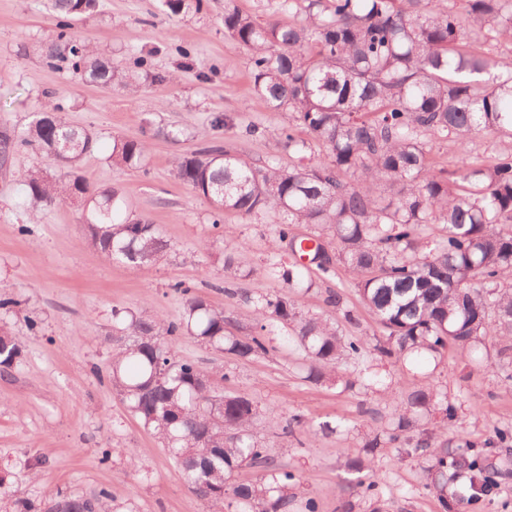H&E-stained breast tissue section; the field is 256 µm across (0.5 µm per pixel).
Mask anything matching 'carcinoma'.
Returning <instances> with one entry per match:
<instances>
[{
    "mask_svg": "<svg viewBox=\"0 0 512 512\" xmlns=\"http://www.w3.org/2000/svg\"><path fill=\"white\" fill-rule=\"evenodd\" d=\"M68 17L93 12L96 0H50ZM282 0L281 8L303 17L291 23H260L224 0V31L252 53L254 94L274 110L293 114L296 126L331 154V163L301 158L286 170L255 169L218 145L174 159L175 176L211 205L215 216L236 212L258 217L279 212L276 235L294 224H315L336 237V254L316 268L324 276L341 264L355 281L380 335L343 339L334 324L307 316L292 295L254 304L260 331L228 335L224 309L182 288L184 310L176 321L156 314L124 313L116 338L109 383L130 412L169 448L204 512H288L298 483L275 471L265 446L250 432L257 407L241 394L224 393L219 373L206 374L176 354L173 341L196 342L247 359L267 352L266 325H288L287 338L311 360L307 379L335 375L339 359H403L467 351L495 335L512 351V57L493 50L512 43V0ZM173 14L201 12L206 0H165ZM48 63L68 62L83 80L112 90V60L67 35L58 24ZM62 106L44 102L27 133H3L0 154L29 147L60 168L52 180L28 175L26 195L49 205L81 198L86 242L105 259L140 269L169 249L159 228L121 216V193L95 191L80 174L95 150L92 134L69 124ZM485 132L508 148L487 163L471 161L468 144ZM451 142L460 165L432 167L424 138ZM148 145L116 139L110 159L140 165ZM396 196L384 202L382 194ZM424 224L441 225V238L427 249ZM270 266L290 288L303 285L309 269L286 264L271 244ZM20 356L16 339L0 334V366ZM443 418L456 407L431 387L401 404L395 427L366 444L368 451L407 442L406 431L433 410ZM443 422L414 447L430 462L427 487L443 512L461 500L493 495L509 473L512 431L500 430L480 444L449 449L438 442ZM265 471L250 484H235L243 464ZM108 492L60 496L48 512H107Z\"/></svg>",
    "mask_w": 512,
    "mask_h": 512,
    "instance_id": "carcinoma-1",
    "label": "carcinoma"
}]
</instances>
